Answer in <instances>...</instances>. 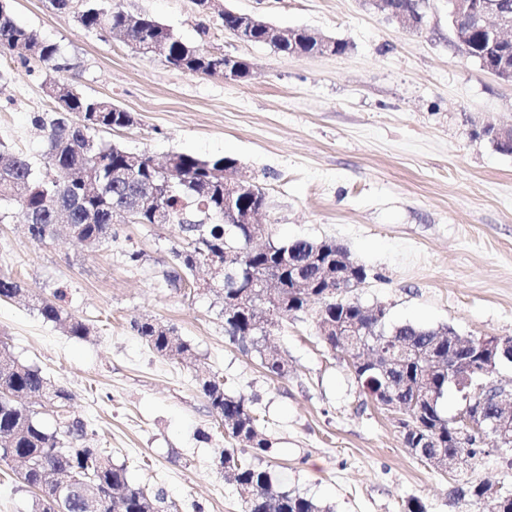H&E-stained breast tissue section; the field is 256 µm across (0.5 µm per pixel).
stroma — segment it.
<instances>
[{
  "mask_svg": "<svg viewBox=\"0 0 512 512\" xmlns=\"http://www.w3.org/2000/svg\"><path fill=\"white\" fill-rule=\"evenodd\" d=\"M169 26L184 42L217 47L251 66L248 81L192 76L122 41L80 26L48 0H9L15 20L56 44L58 81L121 105L132 126L100 132L156 161L180 152L231 157L263 188L260 223L282 240L330 239L366 267L354 296L384 304L392 322L462 336L512 337V154L483 134L512 122V86L457 46L447 0H425L414 30L374 0H220L283 28L349 43L339 56H283L225 32L194 0H112ZM208 28L200 37V28ZM46 70L0 58V144L40 159L30 124L49 108ZM168 224H126L90 250L61 235L30 240L21 214L0 222V273L36 296L66 293L89 324L78 339L32 306L0 301V340L73 394L88 443L107 449L130 482L163 494L169 512H243L215 461L230 442L198 387L202 374L249 399L272 447L252 456L290 492L323 512H490L457 498L459 474L405 447L399 417L360 389L348 353L331 350L313 314H291L265 344L288 363L271 377L259 354L224 331L222 304L170 286ZM139 251V261L128 252ZM151 319L175 327L194 363L168 360L133 330ZM17 463L0 464V512H30L34 493Z\"/></svg>",
  "mask_w": 512,
  "mask_h": 512,
  "instance_id": "35a3bbf8",
  "label": "stroma"
}]
</instances>
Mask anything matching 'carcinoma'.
Instances as JSON below:
<instances>
[{"instance_id":"cac0c4a2","label":"carcinoma","mask_w":512,"mask_h":512,"mask_svg":"<svg viewBox=\"0 0 512 512\" xmlns=\"http://www.w3.org/2000/svg\"><path fill=\"white\" fill-rule=\"evenodd\" d=\"M78 23L87 30L120 37L126 45L137 47L142 54H153L161 62L185 75H205L217 66L229 63L236 69V80L251 76L249 65L224 52L197 48L183 42L168 27L139 14L112 7L108 0H80ZM293 40L272 38L261 25L254 26L251 37L256 44L272 46L286 56L292 52L314 50L315 41L305 29L292 30ZM18 53L23 62L31 60L52 64L60 72L58 47L44 41L36 31L18 24L8 4L0 3V57ZM55 106L48 112H35L31 125L44 140L42 165L27 157L0 152V205H15L23 213L32 241L43 243L55 237L57 227L64 224L71 235L93 250L117 239L113 218L120 216L139 187L155 182L163 172L173 170L170 185L160 191L159 201L146 202L137 220L127 223L175 224L181 231V242L170 249L172 269L170 283L180 288L195 287V272L205 265L224 261V251L237 250L247 236L244 226L228 227L224 223V164L229 157L201 159L186 153H172L167 166L153 165L145 154L124 149L96 139L101 129L124 128L133 124L130 113L109 101L84 96L60 86L55 79L46 81ZM121 170L134 177L127 181L117 177ZM331 242L296 239L275 242L261 251L246 250L244 265L256 273L276 271L281 284L280 314L266 324L252 321L249 309L237 307L224 312V329L230 339L241 345L252 343L258 336L290 313L308 310V298L288 291V279L295 273L314 278L316 267L308 263L319 246ZM238 264L224 270L227 288L220 294L224 305L237 299L234 288ZM26 298L44 320L58 324L76 338H85L90 327L69 313L63 304L64 293L53 298L29 294L16 278L0 275V300ZM320 304L316 320L334 322L357 318L363 305L338 294L317 300ZM380 321L373 329L379 344L402 343L412 347L435 344L441 359L430 364L423 374L418 363L406 360L389 362L383 371L358 351L353 355L352 370L363 392L381 404L390 396L402 394L406 409L400 421L403 441L413 454L421 455V445L428 441L450 456L475 460L482 454L481 444L489 435L482 428L470 431L465 440L456 433L455 417L447 416L440 400L448 390V359L472 358L477 337L448 336L435 328L417 324H393L386 306L377 307ZM133 330L160 356L177 362L193 358L190 345L174 328L150 319L133 324ZM266 372L276 378L286 376L285 360L274 354L261 358ZM200 390L212 414L224 421L229 440L237 444L220 453L221 470L235 483L244 512H322L312 500L294 494L275 482L271 472L254 466L245 458L243 445L267 452L271 444L259 437L258 418L250 401L225 392L224 380L216 374L199 379ZM421 396L418 407L411 408L413 395ZM71 392L50 383L38 368L14 357L0 344V463L20 461L24 464L21 478L36 490L32 512H84V505H95V512H159L164 498L153 496L130 484L126 469L112 462L102 448L83 447L87 436L84 421L70 414ZM55 408L57 427L50 430L37 419L36 406Z\"/></svg>"}]
</instances>
